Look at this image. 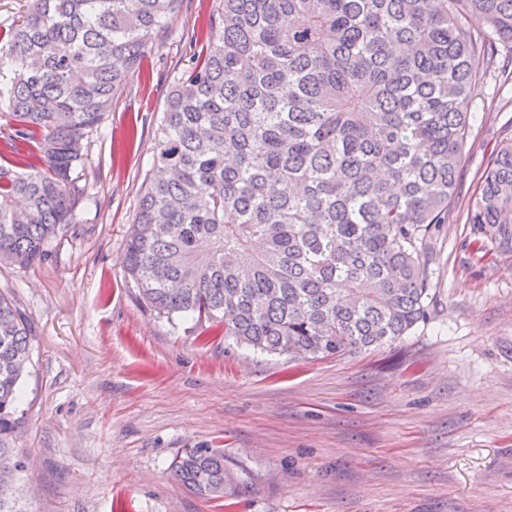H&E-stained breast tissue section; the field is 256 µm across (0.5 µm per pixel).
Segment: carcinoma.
Wrapping results in <instances>:
<instances>
[{
	"instance_id": "1",
	"label": "carcinoma",
	"mask_w": 512,
	"mask_h": 512,
	"mask_svg": "<svg viewBox=\"0 0 512 512\" xmlns=\"http://www.w3.org/2000/svg\"><path fill=\"white\" fill-rule=\"evenodd\" d=\"M23 2L0 32V112L14 121L0 265L18 268L75 223L87 143L183 0ZM198 44L126 243L136 298L271 354L394 344L425 317L428 243L448 219L474 92L512 58V0H223ZM469 223L512 252V141ZM32 336L0 293V488L24 468L13 435ZM171 475L204 499L236 484L218 445L183 449Z\"/></svg>"
}]
</instances>
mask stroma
Segmentation results:
<instances>
[{
    "instance_id": "stroma-1",
    "label": "stroma",
    "mask_w": 512,
    "mask_h": 512,
    "mask_svg": "<svg viewBox=\"0 0 512 512\" xmlns=\"http://www.w3.org/2000/svg\"><path fill=\"white\" fill-rule=\"evenodd\" d=\"M222 0H184L92 138L76 224L51 259L0 265L33 330L14 482L27 512H512V253L479 247L469 203L512 140V80L477 91L448 221L432 238L427 317L393 345L266 354L136 300L122 259L188 36ZM224 444L236 493L178 484L182 449Z\"/></svg>"
}]
</instances>
